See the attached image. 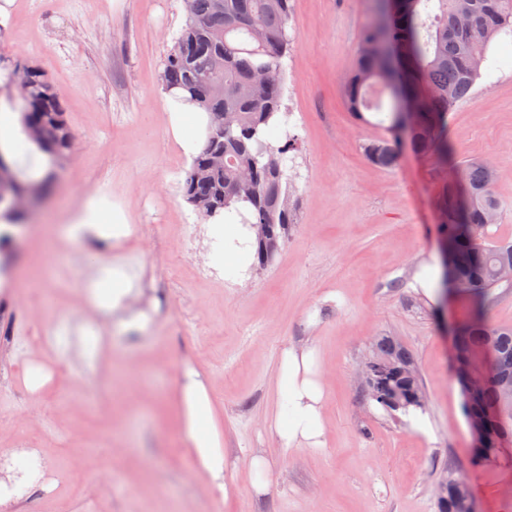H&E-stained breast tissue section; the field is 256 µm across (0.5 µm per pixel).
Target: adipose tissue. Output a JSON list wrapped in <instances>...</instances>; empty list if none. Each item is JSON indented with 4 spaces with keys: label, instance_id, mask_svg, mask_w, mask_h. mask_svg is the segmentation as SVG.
<instances>
[{
    "label": "adipose tissue",
    "instance_id": "adipose-tissue-1",
    "mask_svg": "<svg viewBox=\"0 0 512 512\" xmlns=\"http://www.w3.org/2000/svg\"><path fill=\"white\" fill-rule=\"evenodd\" d=\"M167 122L175 143L185 155L196 154L205 137L206 112L185 99L182 92L166 96ZM66 237L97 251L102 244L119 246L131 233L121 205L93 196L71 208L64 230ZM211 240L209 260L224 274L237 276L247 265L246 249L240 240L250 238V231L236 224L232 215H222L208 224ZM136 277L121 264L101 262L97 277L86 290L88 307L101 314L120 315V326L130 332L143 331L147 324L144 312H130ZM280 409L269 421L274 438L287 449L318 448L324 443L325 390L321 365L314 347L284 348L277 378ZM183 416V444L193 455L201 476L221 495H229L232 483L225 474L224 448L216 430L208 391L198 373L185 369L178 388Z\"/></svg>",
    "mask_w": 512,
    "mask_h": 512
}]
</instances>
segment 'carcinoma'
<instances>
[{
	"instance_id": "cac0c4a2",
	"label": "carcinoma",
	"mask_w": 512,
	"mask_h": 512,
	"mask_svg": "<svg viewBox=\"0 0 512 512\" xmlns=\"http://www.w3.org/2000/svg\"><path fill=\"white\" fill-rule=\"evenodd\" d=\"M185 6V25L164 60L161 85L186 91L208 113L209 124L180 185L182 196L204 223L233 212L246 227L272 224L271 237L284 241L296 222L292 176L284 164L294 139L287 132L284 144L274 140L289 118L282 59L292 47L291 0H185ZM502 37L512 38V0H372V20L344 83L348 108L363 121L367 112L383 116L390 132L365 145L368 161L394 168L405 137L415 152L434 153L448 164V114L472 96ZM16 66L0 56V69L8 72L5 88L22 102L24 131L44 133L28 141L48 156L51 167L31 177L0 153V168L15 173V192H43L70 153L74 131L48 77L27 64L28 82L19 85ZM219 152L222 166L212 162ZM241 172L248 182L241 181ZM493 178L491 163L469 160L443 190L437 232L451 249L448 262H440L437 287L453 279L464 283L456 292L469 301L468 319L456 332V380L466 418L482 420L487 433L485 443L471 449V464L494 479L501 464L512 462V326L495 325L486 314L497 289L512 290V281L501 277L503 268L512 267V240L489 238L500 209ZM23 218L0 198V221L19 224ZM406 366L415 368L414 357L394 337L374 342L365 386L392 415L425 407L414 399L421 381L404 375ZM469 493L466 479L452 473L443 512H467Z\"/></svg>"
}]
</instances>
